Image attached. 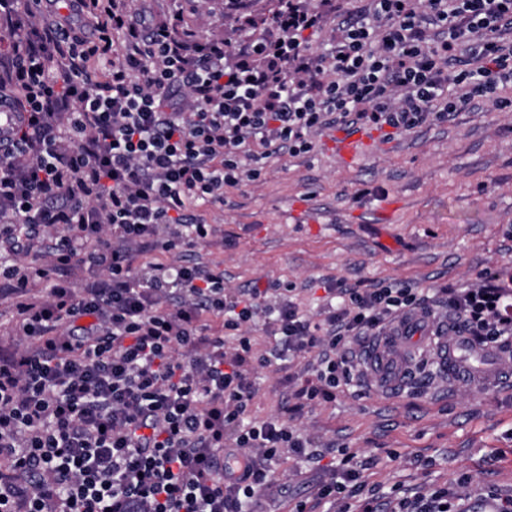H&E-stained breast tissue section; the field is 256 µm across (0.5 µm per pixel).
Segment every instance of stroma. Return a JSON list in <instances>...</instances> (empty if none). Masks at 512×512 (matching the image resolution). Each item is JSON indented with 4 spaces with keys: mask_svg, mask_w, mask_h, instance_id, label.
Returning a JSON list of instances; mask_svg holds the SVG:
<instances>
[{
    "mask_svg": "<svg viewBox=\"0 0 512 512\" xmlns=\"http://www.w3.org/2000/svg\"><path fill=\"white\" fill-rule=\"evenodd\" d=\"M225 0H146L155 20L183 9L207 38L224 35ZM337 134L313 152L275 155L258 181L224 190L203 207L218 230L196 261L224 285L287 288L316 315L327 286L394 284L438 288L476 282L512 265V111L481 102L445 122L392 138L377 136L353 163L336 156ZM413 378L401 395L350 385L335 403L309 410L297 429L356 453L367 485L414 492L473 478L475 493L512 488V383L479 390L449 382L430 344L416 343ZM279 363L251 375V418L278 413L288 395ZM290 512L312 498L316 471L293 459L275 474Z\"/></svg>",
    "mask_w": 512,
    "mask_h": 512,
    "instance_id": "1",
    "label": "stroma"
}]
</instances>
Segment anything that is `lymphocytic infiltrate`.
Instances as JSON below:
<instances>
[{
    "instance_id": "1",
    "label": "lymphocytic infiltrate",
    "mask_w": 512,
    "mask_h": 512,
    "mask_svg": "<svg viewBox=\"0 0 512 512\" xmlns=\"http://www.w3.org/2000/svg\"><path fill=\"white\" fill-rule=\"evenodd\" d=\"M273 2L266 30L249 6L228 13L247 35L235 45L179 12L150 23L133 0H0V89L23 110L0 148V295L17 298L20 331L0 344V512H267L286 453L321 465L314 497L335 512H462L470 477L386 496L347 449L252 420L251 374L307 361L285 379L301 417L418 309L511 349V274L429 294L332 285L315 322L289 296L160 257L215 236L195 207L349 115L404 132L475 99L511 108L512 0H373L368 20L338 0ZM331 13L330 49L311 51ZM258 319L273 356L246 332Z\"/></svg>"
}]
</instances>
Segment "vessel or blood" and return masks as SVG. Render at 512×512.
Masks as SVG:
<instances>
[{
	"label": "vessel or blood",
	"mask_w": 512,
	"mask_h": 512,
	"mask_svg": "<svg viewBox=\"0 0 512 512\" xmlns=\"http://www.w3.org/2000/svg\"><path fill=\"white\" fill-rule=\"evenodd\" d=\"M426 338L437 340L436 357L456 381L482 388L512 378V364L505 363L502 352L478 348L462 336H449L432 316L420 311L399 318L386 336L368 348L365 361L371 378L387 392H401L410 379L411 345Z\"/></svg>",
	"instance_id": "vessel-or-blood-1"
}]
</instances>
